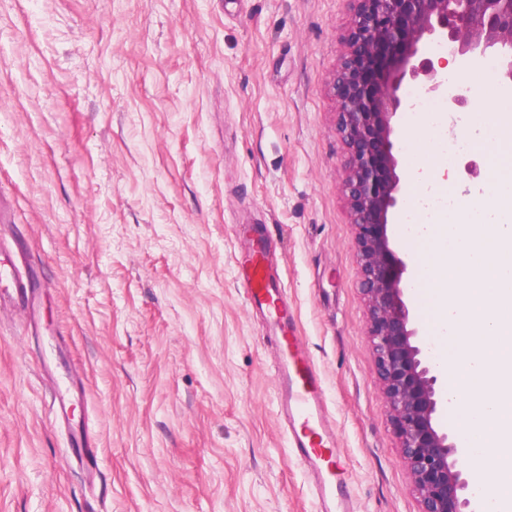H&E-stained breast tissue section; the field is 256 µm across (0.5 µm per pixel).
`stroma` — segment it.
Listing matches in <instances>:
<instances>
[{
  "instance_id": "1",
  "label": "stroma",
  "mask_w": 512,
  "mask_h": 512,
  "mask_svg": "<svg viewBox=\"0 0 512 512\" xmlns=\"http://www.w3.org/2000/svg\"><path fill=\"white\" fill-rule=\"evenodd\" d=\"M350 0H0V249L37 314H0V512H320L276 412L278 351L235 257L266 227L323 379L356 512H419L376 380L331 78ZM469 62L467 111L504 86ZM412 164L444 155L423 96ZM79 392L69 422L49 390ZM87 434L97 473L72 458Z\"/></svg>"
}]
</instances>
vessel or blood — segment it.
<instances>
[{"label":"vessel or blood","instance_id":"vessel-or-blood-1","mask_svg":"<svg viewBox=\"0 0 512 512\" xmlns=\"http://www.w3.org/2000/svg\"><path fill=\"white\" fill-rule=\"evenodd\" d=\"M236 268L248 284V306L268 316L277 329L279 363L278 415L290 435L293 452L314 478L323 512H352V504L336 480V442L323 405L322 378L294 336V322L277 267L267 254L265 239L238 254ZM0 286L25 310L33 308L34 285L16 277L0 263Z\"/></svg>","mask_w":512,"mask_h":512}]
</instances>
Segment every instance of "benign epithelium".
<instances>
[{
	"label": "benign epithelium",
	"mask_w": 512,
	"mask_h": 512,
	"mask_svg": "<svg viewBox=\"0 0 512 512\" xmlns=\"http://www.w3.org/2000/svg\"><path fill=\"white\" fill-rule=\"evenodd\" d=\"M353 2L333 87L377 377L420 512H472L458 442L436 425L448 409L447 381L431 351L419 345L404 301L407 264L389 235L401 204L393 118L403 106L405 82L422 75L428 91L445 90L448 76L418 58L420 45L433 38L451 55L477 57L496 49L507 60L502 77L512 83V0Z\"/></svg>",
	"instance_id": "1"
}]
</instances>
